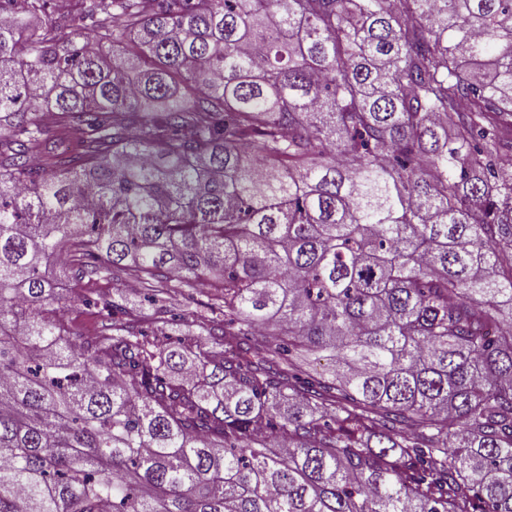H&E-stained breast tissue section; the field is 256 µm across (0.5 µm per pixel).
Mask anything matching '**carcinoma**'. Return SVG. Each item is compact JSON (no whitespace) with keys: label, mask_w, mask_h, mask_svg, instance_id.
Returning a JSON list of instances; mask_svg holds the SVG:
<instances>
[{"label":"carcinoma","mask_w":512,"mask_h":512,"mask_svg":"<svg viewBox=\"0 0 512 512\" xmlns=\"http://www.w3.org/2000/svg\"><path fill=\"white\" fill-rule=\"evenodd\" d=\"M7 2L0 512H512V0ZM71 5H67L66 7L60 6L58 3V0H51L50 3V9L46 13H40L38 12L36 15L35 22L38 25H44L47 21H53L57 22L58 24L62 25L63 27L65 25L70 28L73 19L80 13L84 12L83 9L80 7V2L75 0V7L72 10L74 1ZM69 296L79 297L81 301L68 307L65 321L71 332L82 336H98V309L92 304L99 297H113L123 305L124 310L142 306L150 308L147 296L142 288L133 291L127 286V276L109 282H88L87 278L72 277L68 282ZM211 293V287H199L196 285L190 290H186L176 296L169 298L166 302L168 310V318H173L174 323L171 333L172 341L175 346H178L180 339L188 329L195 330V326H190L193 320V314L205 310V304L208 302V297Z\"/></svg>","instance_id":"1"}]
</instances>
